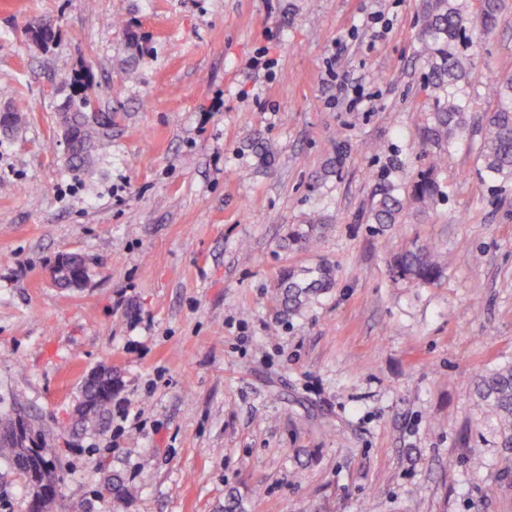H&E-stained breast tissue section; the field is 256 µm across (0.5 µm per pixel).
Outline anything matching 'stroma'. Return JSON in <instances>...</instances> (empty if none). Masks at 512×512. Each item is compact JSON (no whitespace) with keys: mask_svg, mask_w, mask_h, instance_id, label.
Masks as SVG:
<instances>
[{"mask_svg":"<svg viewBox=\"0 0 512 512\" xmlns=\"http://www.w3.org/2000/svg\"><path fill=\"white\" fill-rule=\"evenodd\" d=\"M421 3L0 0V105L27 116L0 134V413L54 432L53 512H112L115 472L125 512H219L230 488L248 512H512L475 392L512 364V179L485 176L474 126L442 149L425 222L369 221L428 164ZM464 3L456 90L478 116L512 75V0L490 34ZM35 16L57 45L31 40ZM81 64L112 130L79 178L55 128ZM348 76L370 110L350 111ZM415 246L444 256L435 283L394 272ZM68 252L89 275L61 289L45 271ZM323 269L330 288L284 313L282 277ZM101 368L112 401L85 432ZM30 500L0 461V512ZM106 383L104 375L96 376L92 379L86 380L84 383V421L93 422L94 419L100 416L98 410V399L100 397V391L102 385Z\"/></svg>","mask_w":512,"mask_h":512,"instance_id":"obj_1","label":"stroma"}]
</instances>
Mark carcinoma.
Returning a JSON list of instances; mask_svg holds the SVG:
<instances>
[{"label":"carcinoma","mask_w":512,"mask_h":512,"mask_svg":"<svg viewBox=\"0 0 512 512\" xmlns=\"http://www.w3.org/2000/svg\"><path fill=\"white\" fill-rule=\"evenodd\" d=\"M504 0H479V17L483 31L497 28L504 12ZM424 25L420 32L423 52L435 59L432 65L431 85L435 92L446 93L444 100L430 113L423 133V146L438 147L452 144L462 136L470 123L467 107L447 89L454 86L465 74L466 63L452 50V44L466 23V17L455 0H423ZM34 41L50 44L56 40V28L48 27L38 18L28 22ZM90 67L82 66L64 78V83L77 89L86 87L92 80ZM488 93L497 101L496 108L481 116L482 138L479 161L484 173L493 179L512 178V76L495 78L488 86ZM88 99L80 95L67 96L63 111L70 114L80 133L79 144L68 156L69 170L77 177L87 174L94 162L100 136L112 128L108 113L88 111ZM441 158L432 159L429 166L417 172L408 185L401 189H385L371 208L370 223L381 227L387 224H404L407 219H425L430 216L440 194L436 171ZM396 273L411 281L432 283L441 276L442 266L434 250L414 247L400 253L395 265ZM327 273L310 282L284 281L280 289L281 303L287 311L297 312L326 286ZM105 376H96L84 383V421L91 422L100 416L98 399ZM477 392L488 412V418L502 434L501 445L512 449V365L492 370L482 375ZM0 460L22 475L33 487L40 484L46 474L59 468L54 439L34 425L32 420L23 424V435H0ZM128 489L123 480L112 477V508L120 512L127 498Z\"/></svg>","instance_id":"cac0c4a2"}]
</instances>
